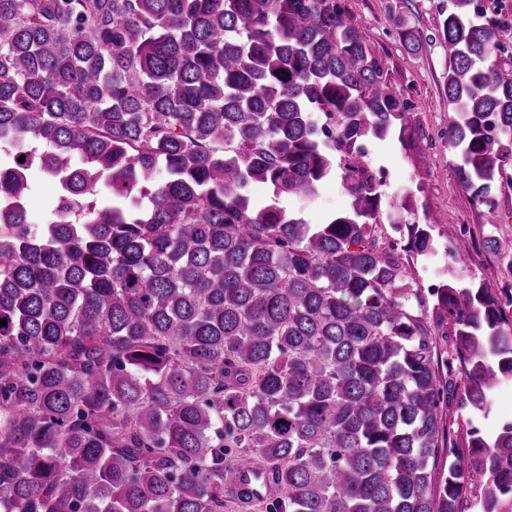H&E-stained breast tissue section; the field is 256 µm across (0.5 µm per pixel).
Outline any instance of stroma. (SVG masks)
Returning a JSON list of instances; mask_svg holds the SVG:
<instances>
[{
    "mask_svg": "<svg viewBox=\"0 0 512 512\" xmlns=\"http://www.w3.org/2000/svg\"><path fill=\"white\" fill-rule=\"evenodd\" d=\"M440 0H345L353 22L360 28L375 54L383 61L392 84L407 93L413 108L405 141L372 140L367 144L375 168L384 171L389 196L414 195L411 213L386 209L383 224L405 220L424 223L435 215L442 221L435 252L419 258L414 270L417 283L440 282L449 261L445 252L457 232L469 244L466 260L457 267L466 279L490 287H502L501 258L512 253V186L497 190V208L488 213L475 205L455 177L448 150V55L440 39ZM413 31L419 41L412 50L398 36V27ZM31 191L26 200L28 221L38 225L58 203L55 183L41 172L30 175ZM286 208L300 211L311 224H322L348 206L340 181L328 179L318 196L308 204L286 201ZM494 230L499 251L484 248L487 230Z\"/></svg>",
    "mask_w": 512,
    "mask_h": 512,
    "instance_id": "stroma-1",
    "label": "stroma"
}]
</instances>
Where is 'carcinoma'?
I'll use <instances>...</instances> for the list:
<instances>
[{
	"instance_id": "obj_1",
	"label": "carcinoma",
	"mask_w": 512,
	"mask_h": 512,
	"mask_svg": "<svg viewBox=\"0 0 512 512\" xmlns=\"http://www.w3.org/2000/svg\"><path fill=\"white\" fill-rule=\"evenodd\" d=\"M343 2L0 0V512H512V424L460 414L512 380V290L410 288L441 220L379 233L413 195L362 143L411 103ZM480 2L440 37L451 165L492 214L512 63ZM34 170L61 200L37 227ZM332 175L326 223L281 206ZM233 483L250 492H255L263 487L266 483V478L260 469L251 465H244L235 471Z\"/></svg>"
}]
</instances>
